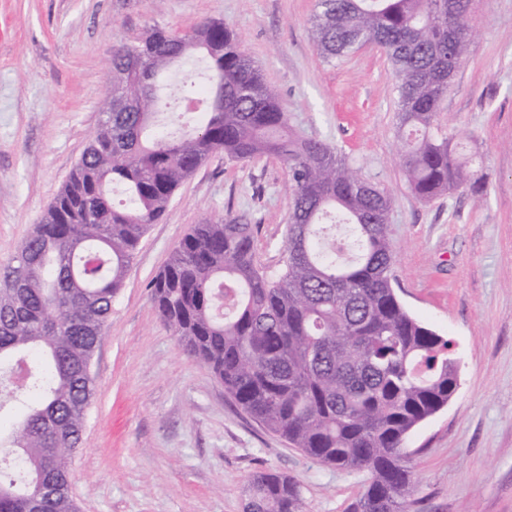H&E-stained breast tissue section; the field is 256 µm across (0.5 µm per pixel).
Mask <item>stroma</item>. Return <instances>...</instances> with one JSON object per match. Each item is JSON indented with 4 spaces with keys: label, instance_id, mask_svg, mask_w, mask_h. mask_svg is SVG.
Returning <instances> with one entry per match:
<instances>
[{
    "label": "stroma",
    "instance_id": "obj_1",
    "mask_svg": "<svg viewBox=\"0 0 512 512\" xmlns=\"http://www.w3.org/2000/svg\"><path fill=\"white\" fill-rule=\"evenodd\" d=\"M317 0H0V266L79 161L112 83V51L153 26L234 27L291 125L343 150L392 200L396 292L453 342L459 385L406 446L416 512H512V0H473L475 32L438 112L476 152L483 199L425 203L402 171L393 68L367 44L325 62L311 37ZM291 207L274 157L212 158L142 237L94 353L95 397L70 463L78 512H244L273 469L299 481L306 512H346L369 479L322 465L266 430L177 342L148 285L194 224L247 213L255 261L283 266Z\"/></svg>",
    "mask_w": 512,
    "mask_h": 512
}]
</instances>
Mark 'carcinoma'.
<instances>
[{"label": "carcinoma", "mask_w": 512, "mask_h": 512, "mask_svg": "<svg viewBox=\"0 0 512 512\" xmlns=\"http://www.w3.org/2000/svg\"><path fill=\"white\" fill-rule=\"evenodd\" d=\"M472 0H319L313 40L333 62L368 43L395 72L402 167L428 203L486 191L476 154L435 130L474 40ZM288 169L285 260H254L248 214L191 226L149 285L185 351L248 415L316 462L365 469L347 512H410L408 434L457 388L451 340L395 289L391 198L336 146L298 134L236 31L153 26L112 53V96L41 223L0 270V512H77L69 461L93 401L90 364L142 236L213 157ZM121 187L128 204L118 208ZM252 512H305L297 480L261 471Z\"/></svg>", "instance_id": "1"}]
</instances>
